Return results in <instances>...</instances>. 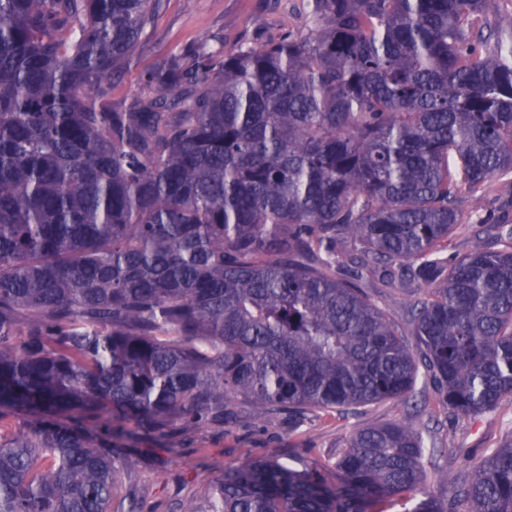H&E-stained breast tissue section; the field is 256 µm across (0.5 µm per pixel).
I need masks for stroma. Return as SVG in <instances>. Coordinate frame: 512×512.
Instances as JSON below:
<instances>
[{
	"mask_svg": "<svg viewBox=\"0 0 512 512\" xmlns=\"http://www.w3.org/2000/svg\"><path fill=\"white\" fill-rule=\"evenodd\" d=\"M306 23V0H161L151 26L132 57L112 79V99L118 103L144 94L148 72L185 57L242 45L260 47L276 39L284 27ZM415 403L384 401L359 413L320 414L293 437L287 423L264 425L254 409L237 405L224 424L174 434L172 439L143 437L117 441L113 450L125 460L116 477L114 494L135 491L143 512H179V503L201 497L225 467L246 459L295 457L314 462L347 447L359 428L414 418L429 428L436 450L428 473L430 491L442 492L443 470L465 473V455L481 456L512 435V401H503L479 419L449 414L434 400L426 380L416 384Z\"/></svg>",
	"mask_w": 512,
	"mask_h": 512,
	"instance_id": "obj_1",
	"label": "stroma"
}]
</instances>
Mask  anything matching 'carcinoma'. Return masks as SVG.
Returning a JSON list of instances; mask_svg holds the SVG:
<instances>
[{"mask_svg":"<svg viewBox=\"0 0 512 512\" xmlns=\"http://www.w3.org/2000/svg\"><path fill=\"white\" fill-rule=\"evenodd\" d=\"M159 0H0V512L113 505L112 440L222 420L297 430L413 397L512 399V12L309 0L313 26L112 76ZM494 25H473L480 16ZM487 242L448 261L462 202ZM410 293L415 346L363 284ZM413 423L328 461L224 469L180 512H512V437L427 489Z\"/></svg>","mask_w":512,"mask_h":512,"instance_id":"carcinoma-1","label":"carcinoma"}]
</instances>
